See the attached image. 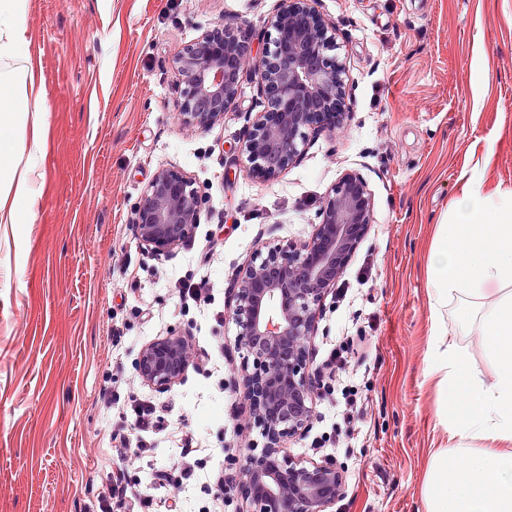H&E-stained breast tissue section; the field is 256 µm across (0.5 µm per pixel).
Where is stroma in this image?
Returning a JSON list of instances; mask_svg holds the SVG:
<instances>
[{
  "label": "stroma",
  "mask_w": 512,
  "mask_h": 512,
  "mask_svg": "<svg viewBox=\"0 0 512 512\" xmlns=\"http://www.w3.org/2000/svg\"><path fill=\"white\" fill-rule=\"evenodd\" d=\"M277 0H32L25 25L48 94L50 127L35 216L0 224V512H86L108 481L114 434L138 444L135 407L151 402L155 447L129 454L130 479L190 461L177 489H155L157 512H237L208 475L260 444L238 432L249 416L228 385L240 364L228 288L262 244L309 242L324 199L347 172L371 196L372 222L310 345L327 391L301 461L344 471L329 512H420L426 461L446 438L425 377L430 327L427 257L434 226L486 161L488 190L512 188V0H318L346 69L341 127L309 133L296 164L273 179L240 145L264 100L240 79L224 120L185 127L173 62L210 27L251 31L261 55ZM163 167L192 178L205 205L191 239L168 258L135 236L134 209ZM206 279L210 299L184 303L182 282ZM186 336L198 358L159 393L134 362L155 338ZM353 337L346 376L323 361ZM365 418L348 425L343 386ZM196 449L182 457L181 440Z\"/></svg>",
  "instance_id": "stroma-1"
}]
</instances>
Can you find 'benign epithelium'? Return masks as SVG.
Masks as SVG:
<instances>
[{"label": "benign epithelium", "instance_id": "1", "mask_svg": "<svg viewBox=\"0 0 512 512\" xmlns=\"http://www.w3.org/2000/svg\"><path fill=\"white\" fill-rule=\"evenodd\" d=\"M315 0H279L269 20L274 49L251 57L248 32L229 22L208 30L175 59L183 84V124L202 132L224 120L237 95L245 61L267 103L248 127L243 151L262 178L297 162L306 130L324 127L329 114L345 115V67L335 50L334 27L318 17ZM203 198L190 177L158 170L135 209L133 228L147 253L168 257L201 222ZM307 244L269 246L238 273L229 296L238 344L246 351L241 382L260 451L227 458L249 508L244 512H327L341 496L343 472L329 462L294 461L288 439L312 427L315 401L325 386L309 377L308 345L323 316L321 303L336 287L371 223L362 179L341 177L319 212ZM188 339L164 336L142 346L135 368L142 383L168 391L189 367Z\"/></svg>", "mask_w": 512, "mask_h": 512}]
</instances>
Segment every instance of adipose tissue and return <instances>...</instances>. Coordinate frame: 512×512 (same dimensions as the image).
<instances>
[{"instance_id":"1","label":"adipose tissue","mask_w":512,"mask_h":512,"mask_svg":"<svg viewBox=\"0 0 512 512\" xmlns=\"http://www.w3.org/2000/svg\"><path fill=\"white\" fill-rule=\"evenodd\" d=\"M29 0H0V223H31L49 105L28 49ZM427 377L447 447L430 454L423 512H512V190L473 172L428 256ZM489 359L473 371L459 337Z\"/></svg>"}]
</instances>
